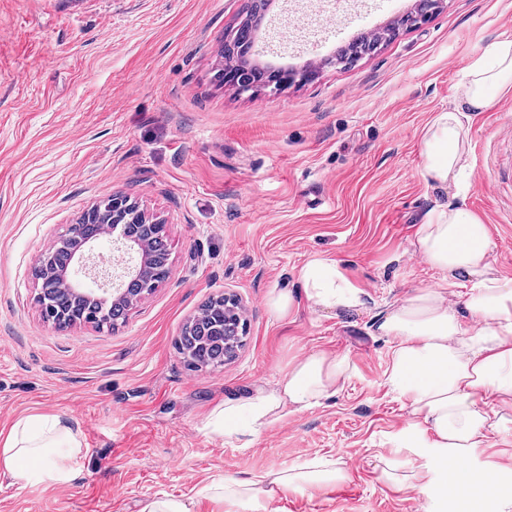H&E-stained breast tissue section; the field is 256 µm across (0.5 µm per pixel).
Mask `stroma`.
Wrapping results in <instances>:
<instances>
[{
    "label": "stroma",
    "mask_w": 512,
    "mask_h": 512,
    "mask_svg": "<svg viewBox=\"0 0 512 512\" xmlns=\"http://www.w3.org/2000/svg\"><path fill=\"white\" fill-rule=\"evenodd\" d=\"M248 0H0V432L28 415L76 421L82 450L62 484L0 478V512H139L204 486L344 462L345 482L287 491L260 512H495L481 494L445 500L380 479L421 435L387 383L391 342L376 316L437 277L410 242L422 214L451 201L422 176L421 135L451 108L465 68L512 37V0H442L403 27L418 0H273L259 65L311 82L241 92L214 78L224 36ZM392 41L348 67L336 51L372 30ZM464 204L487 225L495 267L512 277V211L495 169L512 156V94L473 112ZM164 220L170 275L116 327L46 322L31 272L82 212L115 192ZM343 261L365 311L336 315L299 299L282 318L271 290L299 291L311 259ZM236 295L248 335L220 368L187 366L175 347L211 297ZM344 353L333 398L288 415L251 446L206 435L217 407L272 387L300 354ZM477 475L512 467V430L474 451Z\"/></svg>",
    "instance_id": "stroma-1"
}]
</instances>
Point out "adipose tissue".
<instances>
[{"label":"adipose tissue","instance_id":"1","mask_svg":"<svg viewBox=\"0 0 512 512\" xmlns=\"http://www.w3.org/2000/svg\"><path fill=\"white\" fill-rule=\"evenodd\" d=\"M506 91L512 92V38L500 37L465 69L455 108L438 113L422 134L423 176L430 185L461 189L470 141L464 115L489 108ZM412 246L440 279L406 293L381 316L377 330L393 344L388 384L430 431V452L402 475L384 458L376 468L390 485L421 492L432 471H448L463 501L476 484L473 449L484 447L492 433L512 429V278L495 270L486 224L461 203L427 210ZM299 280L306 300L317 308L346 314L366 306L365 291L338 260L308 261ZM350 371L351 361L344 354L300 355L274 387L225 403L204 429L251 444L258 433L288 415L334 397ZM80 451V431L71 422L26 416L0 440V475L23 485L65 483L73 474L71 460ZM346 477L342 463L317 460L246 482L216 483L207 492L220 503L248 504L260 494L272 498Z\"/></svg>","mask_w":512,"mask_h":512}]
</instances>
